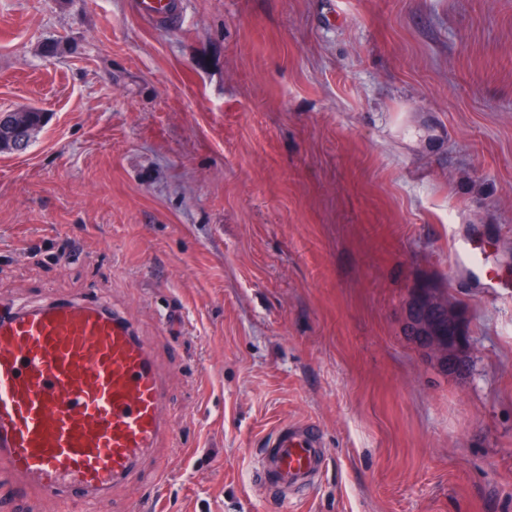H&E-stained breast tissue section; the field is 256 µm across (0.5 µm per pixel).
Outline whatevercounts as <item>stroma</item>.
Wrapping results in <instances>:
<instances>
[{
    "instance_id": "stroma-1",
    "label": "stroma",
    "mask_w": 512,
    "mask_h": 512,
    "mask_svg": "<svg viewBox=\"0 0 512 512\" xmlns=\"http://www.w3.org/2000/svg\"><path fill=\"white\" fill-rule=\"evenodd\" d=\"M0 0V301L101 298L167 375L171 434L93 512H283L262 441L310 421L295 512H512V0ZM66 52L46 58L41 46ZM459 304L453 374L405 333ZM18 494L0 512H66ZM176 0H137L139 10L146 16L164 24L174 9ZM18 112H10L9 116L2 121V126L4 123L9 125L15 133H22L20 149H22L29 139L36 135L37 132H29L27 127H25L22 123H20L21 113L28 112V123L31 127H37L39 130L46 122V116L42 109L35 107H27L24 109L17 110ZM0 126V152H14V145L16 144V134L10 131H4ZM32 142V141H31ZM27 143L26 147L22 150L25 151L30 146V143ZM454 256L456 265L476 278L481 288H489L491 292L494 288H498V283L493 275L488 274V271L485 274L481 272L483 270L482 261L470 240L458 241L455 244ZM448 325V336L441 329ZM406 330L448 372L456 373L471 349L458 303L428 285L411 290L406 303Z\"/></svg>"
}]
</instances>
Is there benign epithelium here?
Instances as JSON below:
<instances>
[{
    "instance_id": "benign-epithelium-1",
    "label": "benign epithelium",
    "mask_w": 512,
    "mask_h": 512,
    "mask_svg": "<svg viewBox=\"0 0 512 512\" xmlns=\"http://www.w3.org/2000/svg\"><path fill=\"white\" fill-rule=\"evenodd\" d=\"M20 118L21 113L11 112L5 123L21 134L20 146L23 147L33 133L20 123ZM405 326L408 335L449 372L461 370L471 349V339L458 303L428 285H420L411 290L407 300Z\"/></svg>"
}]
</instances>
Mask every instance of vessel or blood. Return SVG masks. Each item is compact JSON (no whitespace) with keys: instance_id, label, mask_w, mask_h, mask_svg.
<instances>
[{"instance_id":"vessel-or-blood-1","label":"vessel or blood","mask_w":512,"mask_h":512,"mask_svg":"<svg viewBox=\"0 0 512 512\" xmlns=\"http://www.w3.org/2000/svg\"><path fill=\"white\" fill-rule=\"evenodd\" d=\"M166 23L174 0H137ZM458 267L496 288L470 241ZM165 387L132 321L102 300H55L0 312V467L45 498L66 496L73 512L125 478L167 430ZM311 422L278 425L263 450L264 478L285 489L323 463Z\"/></svg>"}]
</instances>
